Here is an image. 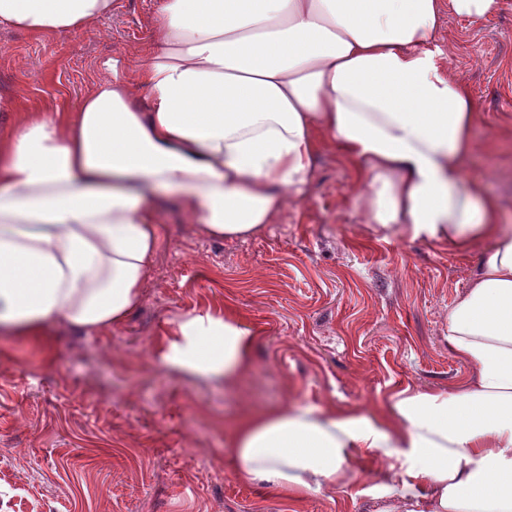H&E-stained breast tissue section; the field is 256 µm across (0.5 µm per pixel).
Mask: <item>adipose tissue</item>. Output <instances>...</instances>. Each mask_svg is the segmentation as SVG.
Wrapping results in <instances>:
<instances>
[{"instance_id":"ef3b65f1","label":"adipose tissue","mask_w":512,"mask_h":512,"mask_svg":"<svg viewBox=\"0 0 512 512\" xmlns=\"http://www.w3.org/2000/svg\"><path fill=\"white\" fill-rule=\"evenodd\" d=\"M114 0H0V28L92 30ZM503 0H161L141 62L123 52L77 111L0 129V332L93 335L143 300L160 197L207 237L243 239L299 201L321 146L354 164L366 223L482 257L448 311L472 370L452 391L403 389L388 409L290 404L224 439L234 476L299 501L353 459L388 462L375 512H512V227L466 184L478 111L434 45L442 11L472 21ZM258 342L232 308L178 318L157 362L235 386Z\"/></svg>"}]
</instances>
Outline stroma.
Returning a JSON list of instances; mask_svg holds the SVG:
<instances>
[{"instance_id":"1","label":"stroma","mask_w":512,"mask_h":512,"mask_svg":"<svg viewBox=\"0 0 512 512\" xmlns=\"http://www.w3.org/2000/svg\"><path fill=\"white\" fill-rule=\"evenodd\" d=\"M157 5L115 0L85 34L0 29V98L12 112L76 111L100 60L146 56ZM435 41L479 111L463 175L512 225V0L477 24L443 15ZM362 190L324 146L304 198L252 237L210 239L164 202L163 244L123 325L0 337V501L14 512H373L359 491L387 479V462H351L345 486L296 503L240 483L224 455L244 414L295 402L369 411L395 390L451 391L469 377L448 351V311L480 248L376 232ZM227 306L259 335L236 387L158 366L153 344L172 322Z\"/></svg>"}]
</instances>
